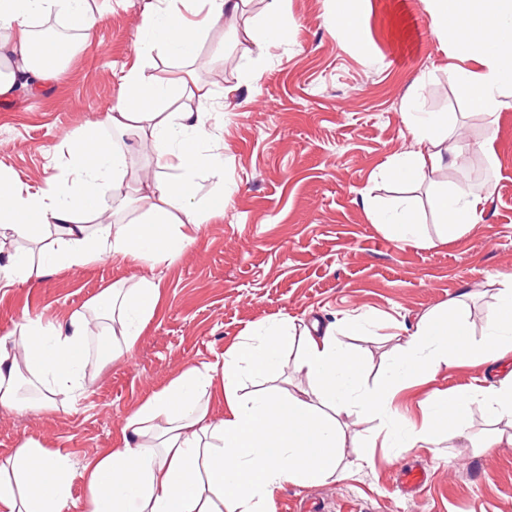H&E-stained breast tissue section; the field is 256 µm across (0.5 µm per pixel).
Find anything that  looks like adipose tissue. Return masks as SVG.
<instances>
[{"label": "adipose tissue", "mask_w": 512, "mask_h": 512, "mask_svg": "<svg viewBox=\"0 0 512 512\" xmlns=\"http://www.w3.org/2000/svg\"><path fill=\"white\" fill-rule=\"evenodd\" d=\"M188 0H156L141 30L142 55L156 46L182 58L197 59L205 30L235 21L250 0H199L200 22L187 23ZM433 32L448 43L454 56L479 53L475 69H455L459 94L495 124L500 91L512 87V0H430ZM64 20L77 32L66 40L67 52L48 57L34 24L40 19ZM97 18L88 0H0V97L17 87L38 92L62 70L70 54L89 45ZM123 94L103 122L86 123L66 143V161L44 189L18 190L0 169V229L35 244L41 256L69 268L94 261L132 264L178 256L194 240L202 224L222 211L223 193L199 197L202 171L222 174L221 155L205 149L209 138L201 113L168 112L167 85L145 67H130L123 76ZM108 125L124 135L148 140L163 167L175 169L169 179L130 173L126 149L101 136ZM413 150L409 160L389 170L398 183H413L436 172L442 163L459 166L461 155H444L454 129L447 115L412 112L406 118ZM145 196H129L130 181ZM140 210L138 221L121 224L114 214ZM436 223L443 238L455 239L482 219V199L463 188L433 198ZM381 222L393 238L428 245L424 225L409 203L399 202ZM501 301L487 309L482 340L471 337L463 302L421 319L397 353L379 386L358 385L361 364L337 339L340 331L355 333L367 323L360 315L342 326H313L303 338L294 368L313 386V398H275L269 391L241 392L244 378L278 379L280 354L293 336L285 320L248 331L216 365L194 366L150 396L127 419L130 440L125 447L89 458L73 469L69 455L23 440L15 454L0 461V505L8 512H275L274 493L285 483L310 486L339 475L336 455L341 430L327 408L344 407L376 421L379 432L401 433L405 448L437 447L445 434L463 433L474 412L490 420L512 417V376L489 386L427 393L421 405L426 419L408 423L394 406V395L408 380L428 381L445 367L497 364L512 358V276L500 277ZM159 298L154 281L139 279L113 300L107 313L120 331L100 337L97 351L105 360L131 350L141 324ZM91 323L74 317L56 330L40 317L24 316L18 332L0 336V408L24 410L30 402L20 394L19 366L49 382L51 396L41 408L53 407L55 394L86 388L79 369L87 356ZM225 402L224 417L208 420L211 398ZM81 476L86 495L74 505L71 484Z\"/></svg>", "instance_id": "ef3b65f1"}]
</instances>
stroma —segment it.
Listing matches in <instances>:
<instances>
[{
	"label": "stroma",
	"mask_w": 512,
	"mask_h": 512,
	"mask_svg": "<svg viewBox=\"0 0 512 512\" xmlns=\"http://www.w3.org/2000/svg\"><path fill=\"white\" fill-rule=\"evenodd\" d=\"M149 3L91 0L98 17L91 46L72 55L39 96L21 89L11 109H0V166L20 186L56 174V146L103 118L118 98L123 70L139 60ZM356 7L357 40L337 28L336 0H288L287 41L256 58L250 48L265 3L251 0L238 36L215 26L201 40L205 69L162 48L144 60L150 75L173 84L172 111H204L231 194L223 215L202 225L173 260L56 266L0 293L2 335L26 314L65 327L108 302L109 289L131 288L141 277L160 285L156 309L129 352L112 361L88 353L85 394L57 396L49 410L0 408V459L24 439L66 452L77 468L124 447L127 419L149 396L189 367L222 362L240 336L274 320L288 319L299 335L316 320L367 314V330L339 337L362 361L364 389L386 373L416 322L449 301L466 304L472 337L482 338L485 312L499 301L497 277L512 274V90L487 127L455 90L457 61L432 31L429 0H357ZM186 78L206 86V104L178 90ZM409 112L447 115L458 131L451 151L483 163L486 179L476 186L484 194L482 220L461 238L443 239L432 212L435 188L456 186L461 168H442L404 192L384 175L412 150ZM402 193L427 227L428 246L395 240L376 222ZM502 376L496 365L445 368L430 384L412 382L398 409L418 424L427 390L481 388ZM336 415L342 476L283 485L275 512H512V447H474L488 428L482 414H474L468 437L410 450L363 449L374 422L341 409ZM412 465L423 466L428 479L408 493L397 471Z\"/></svg>",
	"instance_id": "35a3bbf8"
}]
</instances>
